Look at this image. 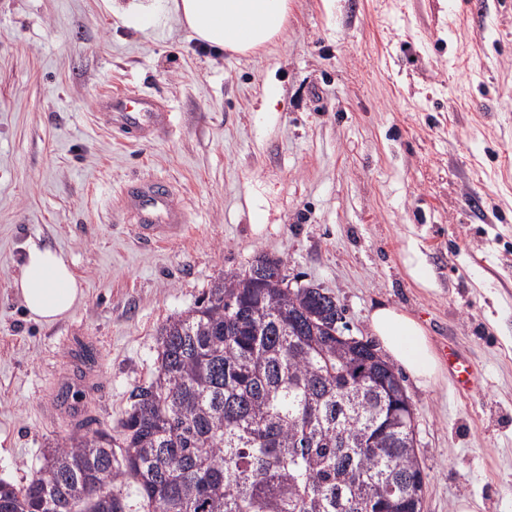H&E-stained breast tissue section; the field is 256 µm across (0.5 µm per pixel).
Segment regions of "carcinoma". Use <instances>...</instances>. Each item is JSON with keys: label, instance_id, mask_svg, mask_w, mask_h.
Returning a JSON list of instances; mask_svg holds the SVG:
<instances>
[{"label": "carcinoma", "instance_id": "carcinoma-1", "mask_svg": "<svg viewBox=\"0 0 512 512\" xmlns=\"http://www.w3.org/2000/svg\"><path fill=\"white\" fill-rule=\"evenodd\" d=\"M343 309L251 264L159 332L154 379L121 438L78 430L0 512H124L97 487L136 483L147 512H422L407 395L370 341L336 340Z\"/></svg>", "mask_w": 512, "mask_h": 512}]
</instances>
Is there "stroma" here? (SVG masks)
Instances as JSON below:
<instances>
[{"label": "stroma", "mask_w": 512, "mask_h": 512, "mask_svg": "<svg viewBox=\"0 0 512 512\" xmlns=\"http://www.w3.org/2000/svg\"><path fill=\"white\" fill-rule=\"evenodd\" d=\"M133 89L171 114L152 140L101 113ZM143 177L172 184L183 237L136 240L117 199ZM32 243L84 288L51 325L11 286ZM262 255L332 292L353 335L392 305L480 366L464 397L402 378L423 512H512V0H289L247 56L199 52L173 19L135 32L104 0H0V481L25 485L86 419L119 432L161 326ZM77 347L96 384L66 405Z\"/></svg>", "instance_id": "stroma-1"}]
</instances>
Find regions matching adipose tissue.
<instances>
[{"label": "adipose tissue", "instance_id": "1", "mask_svg": "<svg viewBox=\"0 0 512 512\" xmlns=\"http://www.w3.org/2000/svg\"><path fill=\"white\" fill-rule=\"evenodd\" d=\"M114 17L138 30L157 31L177 17L192 36L215 51L247 55L277 40L288 22V0H107ZM29 319L51 324L68 317L84 290L66 255L30 244L12 281ZM369 329L384 352L423 387L435 384L441 366L422 324L389 305L376 307Z\"/></svg>", "mask_w": 512, "mask_h": 512}]
</instances>
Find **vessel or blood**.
Wrapping results in <instances>:
<instances>
[{
  "mask_svg": "<svg viewBox=\"0 0 512 512\" xmlns=\"http://www.w3.org/2000/svg\"><path fill=\"white\" fill-rule=\"evenodd\" d=\"M108 122L129 138L139 141L152 138L170 123V114L151 95L136 91H119L100 101ZM118 205L134 221V234L145 244L162 245L183 233L186 214L174 202L170 184L157 179H141L129 184L121 193ZM449 374L459 394L473 391L481 379L478 365L451 347L442 350Z\"/></svg>",
  "mask_w": 512,
  "mask_h": 512,
  "instance_id": "obj_1",
  "label": "vessel or blood"
}]
</instances>
